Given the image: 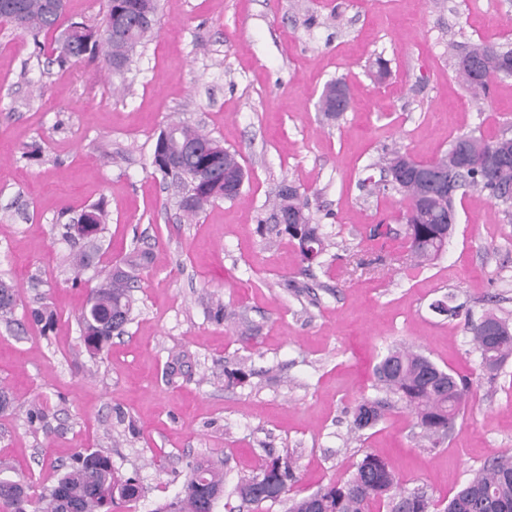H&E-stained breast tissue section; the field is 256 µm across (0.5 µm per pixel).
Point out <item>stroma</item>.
Listing matches in <instances>:
<instances>
[{"label": "stroma", "mask_w": 512, "mask_h": 512, "mask_svg": "<svg viewBox=\"0 0 512 512\" xmlns=\"http://www.w3.org/2000/svg\"><path fill=\"white\" fill-rule=\"evenodd\" d=\"M158 17L121 80L97 59L59 69L0 24V279L17 288L0 314L7 478L38 492L74 452L98 450L147 490L126 512H153L203 460L222 462L231 486L264 456H290L289 494L302 497L373 453L403 487L448 500L512 452V360L486 374L466 326L489 308L512 318V214L467 191L444 252L414 269L395 243L368 240L371 225L401 229L403 203L364 180L395 150L431 161L462 133L512 136V78L473 96L448 54L452 42L512 43V0H159ZM335 79L353 104L329 121L317 102ZM179 122L236 152L247 174L239 198L190 221L152 165L157 134ZM33 146L39 157L24 158ZM285 180L332 242L319 263L274 228ZM101 200L103 268L136 247L152 262L126 334L93 356L78 325L89 287L74 283L64 232ZM448 294L463 316L433 313ZM215 302L224 322L208 315ZM45 304L48 332L29 317ZM400 343L472 383L439 445L400 403L350 429ZM182 352L189 371L165 380ZM238 368L250 374L242 386L226 378ZM35 404L46 420L33 426Z\"/></svg>", "instance_id": "35a3bbf8"}]
</instances>
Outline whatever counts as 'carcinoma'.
<instances>
[{
    "label": "carcinoma",
    "instance_id": "obj_1",
    "mask_svg": "<svg viewBox=\"0 0 512 512\" xmlns=\"http://www.w3.org/2000/svg\"><path fill=\"white\" fill-rule=\"evenodd\" d=\"M139 0H106L101 20L95 25L71 22L68 27L75 30L73 42L66 44L54 38L50 43L39 41L40 35L54 33L61 25L65 8L59 0H0V15L9 18L12 25L32 37L36 46L49 49L54 62L60 67H70L86 58H101L112 74L120 76L130 62L126 41L114 39L110 29L115 11L124 6H133ZM153 14L149 19L133 16L130 41L140 45L157 23V0H152ZM483 69L487 78L479 80L467 71L459 72L466 87L475 95H485L491 85L504 78H512V49L504 45H484ZM341 92L347 104H352L348 86L342 80L326 84L320 97L319 107L329 120L339 118L336 92ZM166 129L175 133L176 142L193 140L201 144L210 137L188 125L173 123ZM470 144L472 162L470 168H457L455 142L439 159L428 165L441 169L455 179V188L466 192L469 189L485 191L489 197L504 204L512 202V144L504 137L485 139L473 133L461 134ZM174 142V143H176ZM174 143H165L163 137L156 139L154 151L162 146L173 149ZM215 149L188 160L178 170L158 169L167 184L173 188L175 198L184 191L195 189L193 175L200 161L212 159L213 181L199 189L196 206L183 212L184 217L194 218L205 207L217 199L234 200L240 192L224 193V171H240L236 153L214 142ZM376 189L391 190L402 196L405 203L403 228L399 237L401 248L416 264L422 265L436 260L444 251L457 223L455 203H443L429 194L422 181L410 177L386 183L366 178ZM275 207L301 215L303 224L289 230L298 240L304 260L313 261L326 250V238L320 225L312 223L306 213L307 204L299 193V187L283 182L276 193ZM106 210L103 203L86 208L79 218L65 225V236L80 234L86 230L95 232L93 240L104 229ZM151 262L150 253L133 251L123 261L122 271L108 270L91 289L87 305L79 317L86 350L99 354L112 340V334H121L132 321L133 296L137 280L136 271L146 268ZM16 292L0 280V313L13 311ZM482 319L497 325L500 334L494 340L482 335V323L468 320L469 333L479 353L480 364L489 374L498 373L512 358V321L493 311L482 315ZM375 390L380 396L364 398L353 410L351 430L359 433L375 426L385 412L398 400L416 415L417 427L422 437L432 445L439 444L459 417L469 394L464 378L452 370H446L420 351L402 345L387 348L374 369ZM296 478V464L285 458L264 461L250 475L241 477L232 493L244 503L257 507L276 499L264 495V487L274 485L285 491L288 482ZM144 493L137 478L118 474L112 468L109 457L99 451L86 450L77 453L67 470L57 477L55 484L43 489L38 495L31 494L28 484L0 478V512H118L127 504L137 501ZM224 497V472L211 461L197 463L190 471L181 494L162 503L153 512H216ZM383 504L389 512H431L434 501L422 490L406 491L400 488L396 474L381 457L368 453L355 466L350 476L340 482H331L315 492L294 498L288 503L287 512H368L372 503ZM443 512H512V454H504L484 463L471 478L457 490L448 501Z\"/></svg>",
    "mask_w": 512,
    "mask_h": 512
}]
</instances>
